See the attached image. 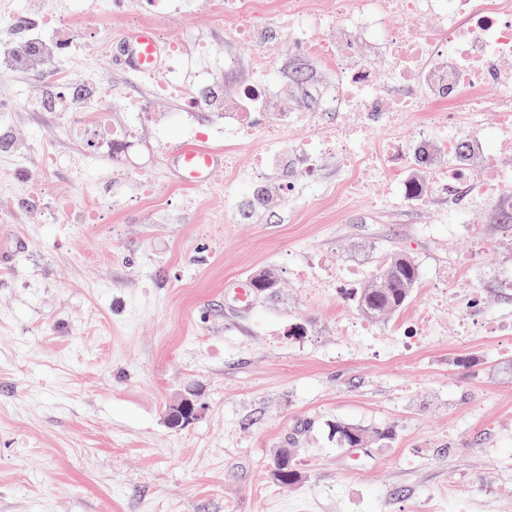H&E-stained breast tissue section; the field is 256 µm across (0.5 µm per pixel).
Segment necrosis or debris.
<instances>
[{
	"instance_id": "4bbe7bcc",
	"label": "necrosis or debris",
	"mask_w": 512,
	"mask_h": 512,
	"mask_svg": "<svg viewBox=\"0 0 512 512\" xmlns=\"http://www.w3.org/2000/svg\"><path fill=\"white\" fill-rule=\"evenodd\" d=\"M224 13L233 20L234 38L254 46L257 72L256 81L219 107L227 160H236L242 142L263 137L268 148L252 154L251 174H265L278 163L270 146L281 131L299 126L315 136L294 160V175L284 186L287 196L301 186L312 197L324 195L321 167L332 156L346 172L336 186L338 197L352 202L383 188L416 204L421 195L407 172L422 159L427 143L437 142L451 159L430 174L437 192L452 195L442 223L456 230L491 204L512 207V76L503 77L499 68L503 60L512 61V0H317L313 6L307 0H274L266 15L259 0H224ZM412 14H431L437 21L404 27L403 18ZM262 18L299 57L335 73L325 106L335 111L336 122L326 135L318 133L323 112L282 108L281 64L256 46ZM36 24L43 32L38 40L0 47L1 68L23 60L48 70L59 58L73 56L78 31L63 12L44 10ZM184 62L183 52L171 49L170 79L153 94L181 100L185 111L196 112L207 100L178 81ZM490 85L500 90L491 101L484 95ZM491 107L500 119L488 127L482 117ZM82 183L80 197L55 207L56 223H68L76 212L84 223H98L96 180L87 173ZM452 296L459 305L457 335H512V320L482 315V288L466 274L452 272L447 286H429L425 305L409 312L392 351L419 350L434 336Z\"/></svg>"
}]
</instances>
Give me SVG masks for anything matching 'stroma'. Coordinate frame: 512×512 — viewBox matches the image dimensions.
<instances>
[{
  "label": "stroma",
  "instance_id": "1",
  "mask_svg": "<svg viewBox=\"0 0 512 512\" xmlns=\"http://www.w3.org/2000/svg\"><path fill=\"white\" fill-rule=\"evenodd\" d=\"M154 18L167 43L207 42L229 55L216 73L213 103L252 82V48L224 39V0ZM84 39L79 56L92 88L121 86L151 97L154 76H131L120 46L99 53L97 34L124 30L130 16L91 12L55 0ZM282 62L281 101L289 112L316 103L292 83L309 71L287 43L259 33ZM45 75L22 66L0 70V99L17 102L0 154V512H512V336L462 341L444 329L412 353L385 345L403 315L375 322L371 346L336 350L345 339L336 313L359 318L343 293L310 295L296 274L308 257L373 270L402 250L421 279L463 263L484 283V308L511 318L501 277L512 273V223L490 206L463 232L421 233L447 199L425 207L356 206L337 213L333 198L288 200L279 167L259 179L267 203L243 192L224 207L228 171L187 187L172 156L189 144L187 128L207 130L211 112H181L151 98L145 124L129 128L121 101L111 125L130 129L117 153L95 162L101 223L56 224L57 201L81 186L72 168L46 174L33 199L5 192L11 158L35 170L42 152L87 153L84 130L61 128L85 102L62 98L56 110L34 100L54 92ZM152 186L153 197L139 188ZM278 286L241 307L233 285L261 271ZM204 411L172 429L165 416L182 396ZM393 429L363 448L337 444L335 427ZM295 451L296 482H276L270 467Z\"/></svg>",
  "mask_w": 512,
  "mask_h": 512
}]
</instances>
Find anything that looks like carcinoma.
<instances>
[{
  "mask_svg": "<svg viewBox=\"0 0 512 512\" xmlns=\"http://www.w3.org/2000/svg\"><path fill=\"white\" fill-rule=\"evenodd\" d=\"M418 281L419 270L415 262L396 252L379 262L370 279L352 289L348 296L365 317L379 320L404 308ZM384 437V432H369L350 424L336 426V440L343 447L359 448L367 441ZM285 461L288 462V471H296L293 449L280 450L272 463V476L279 483L282 482V464Z\"/></svg>",
  "mask_w": 512,
  "mask_h": 512,
  "instance_id": "carcinoma-1",
  "label": "carcinoma"
}]
</instances>
